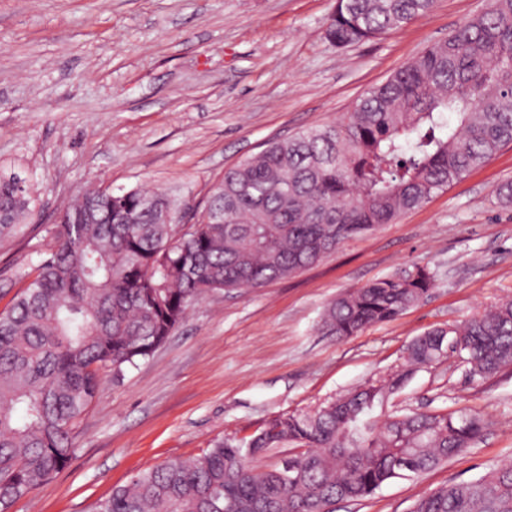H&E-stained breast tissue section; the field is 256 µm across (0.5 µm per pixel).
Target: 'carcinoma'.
I'll use <instances>...</instances> for the list:
<instances>
[{
  "label": "carcinoma",
  "instance_id": "1",
  "mask_svg": "<svg viewBox=\"0 0 512 512\" xmlns=\"http://www.w3.org/2000/svg\"><path fill=\"white\" fill-rule=\"evenodd\" d=\"M435 0H336L325 37L345 48L405 27ZM456 117L451 124L450 116ZM512 143V0L430 45L371 87L343 119L270 141L224 172L209 199L224 221L167 224L150 189L86 192L60 216L49 257L24 272L0 312V512L63 470L100 371L150 357L187 307L214 291L290 277L426 203ZM31 195L0 179V239L18 231ZM433 286L414 269L348 289L322 319L354 336L396 319ZM473 377L512 365V298L406 349L407 370L304 413L282 414L243 439L142 470L93 512H333L383 484L465 453L476 414L371 413L414 370L447 358ZM303 449L294 470L263 467L273 448ZM413 512H512V465L417 498Z\"/></svg>",
  "mask_w": 512,
  "mask_h": 512
}]
</instances>
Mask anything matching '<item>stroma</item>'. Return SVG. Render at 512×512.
<instances>
[{
  "mask_svg": "<svg viewBox=\"0 0 512 512\" xmlns=\"http://www.w3.org/2000/svg\"><path fill=\"white\" fill-rule=\"evenodd\" d=\"M336 0H0V166L33 174L24 231L0 241V312L19 271L47 258L61 207L88 187H150L203 209L225 170L274 139L342 118L489 0H436L428 15L362 44L325 38ZM512 144L395 223L345 241L296 275L212 292L149 359L105 371L75 452L12 512H92L139 471L242 438L405 368L406 346L512 298ZM417 266L435 286L396 320L336 338L321 321L349 288ZM467 412L486 427L432 471L394 479L336 512H410L450 482L512 463V366L470 377L455 359L421 368L384 407Z\"/></svg>",
  "mask_w": 512,
  "mask_h": 512,
  "instance_id": "1",
  "label": "stroma"
}]
</instances>
